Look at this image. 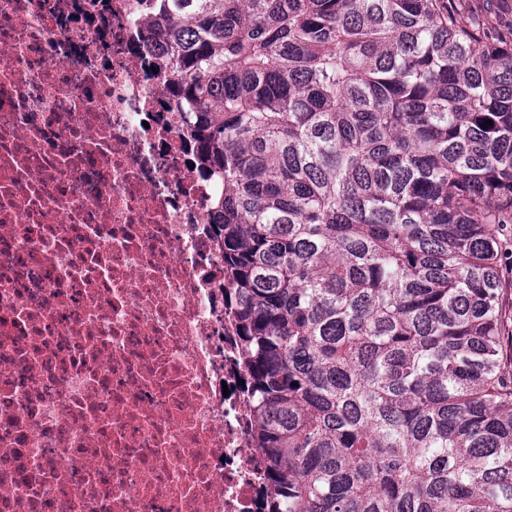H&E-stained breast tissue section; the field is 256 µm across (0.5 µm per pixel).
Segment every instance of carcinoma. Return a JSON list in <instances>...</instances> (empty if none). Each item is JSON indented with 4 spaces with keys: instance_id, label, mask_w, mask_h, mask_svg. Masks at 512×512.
<instances>
[{
    "instance_id": "1",
    "label": "carcinoma",
    "mask_w": 512,
    "mask_h": 512,
    "mask_svg": "<svg viewBox=\"0 0 512 512\" xmlns=\"http://www.w3.org/2000/svg\"><path fill=\"white\" fill-rule=\"evenodd\" d=\"M157 2L268 512H512V42L444 0Z\"/></svg>"
}]
</instances>
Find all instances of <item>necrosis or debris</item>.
Masks as SVG:
<instances>
[{"instance_id": "4bbe7bcc", "label": "necrosis or debris", "mask_w": 512, "mask_h": 512, "mask_svg": "<svg viewBox=\"0 0 512 512\" xmlns=\"http://www.w3.org/2000/svg\"><path fill=\"white\" fill-rule=\"evenodd\" d=\"M144 0H0V512H265L215 179Z\"/></svg>"}]
</instances>
